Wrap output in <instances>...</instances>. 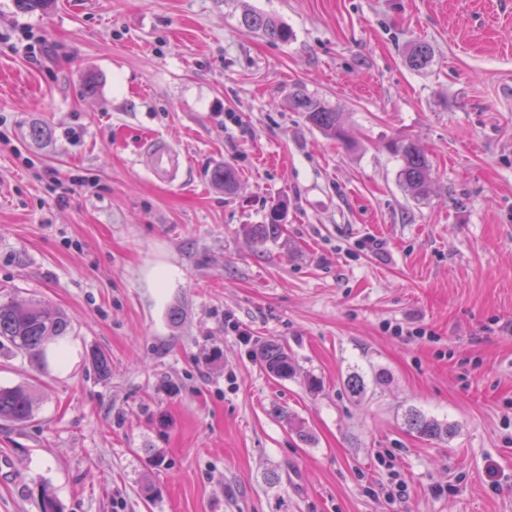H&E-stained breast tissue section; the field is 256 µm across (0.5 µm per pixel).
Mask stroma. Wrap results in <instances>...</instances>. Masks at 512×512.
Returning <instances> with one entry per match:
<instances>
[{"mask_svg": "<svg viewBox=\"0 0 512 512\" xmlns=\"http://www.w3.org/2000/svg\"><path fill=\"white\" fill-rule=\"evenodd\" d=\"M149 134L187 155L180 182L149 180ZM394 137L432 163L422 199ZM75 174L96 187L58 202ZM276 203L281 236L254 243ZM0 291L71 320L45 360L0 353V386L37 398L0 421V512L43 487L62 512H512V0H0ZM269 340L292 377L253 357ZM412 408L453 435L419 438ZM242 21L248 30L260 32L271 39L288 41L290 38L288 28L273 16L251 12L245 14ZM433 48L427 42L418 41L411 45L407 52L406 62L414 70H422L433 60ZM294 110L303 112L306 121L324 135L350 146L342 113L330 107L322 100L298 88L290 95Z\"/></svg>", "mask_w": 512, "mask_h": 512, "instance_id": "stroma-1", "label": "stroma"}]
</instances>
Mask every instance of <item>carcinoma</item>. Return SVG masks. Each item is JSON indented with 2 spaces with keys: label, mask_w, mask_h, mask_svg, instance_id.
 Instances as JSON below:
<instances>
[{
  "label": "carcinoma",
  "mask_w": 512,
  "mask_h": 512,
  "mask_svg": "<svg viewBox=\"0 0 512 512\" xmlns=\"http://www.w3.org/2000/svg\"><path fill=\"white\" fill-rule=\"evenodd\" d=\"M243 25L271 39L286 41L290 38L288 28L267 14L247 13ZM433 55L429 43L418 41L409 48L406 62L410 68L422 70L430 65ZM290 102L312 127L330 138L350 144L342 113L302 88L291 93ZM386 149L402 162L399 180L405 191L413 198L425 195L431 181V165L420 145L409 138L397 137L387 142ZM211 178L226 191L234 190L237 184V172L231 166L215 168ZM266 219L264 224L247 225V234L260 244L275 241L280 236L286 219L285 206L271 207ZM69 328L70 320L66 315L50 312L33 299H20L10 294L0 300V345H7L17 352L43 358L46 343L55 336L67 334ZM256 357L275 378L286 379L294 372L288 350L281 343L268 341L261 344ZM35 411L36 399L30 388L23 385L0 387V420L23 423L30 420ZM406 425L410 432L426 440H446L453 433L447 422L413 409L406 414Z\"/></svg>",
  "instance_id": "carcinoma-1"
}]
</instances>
